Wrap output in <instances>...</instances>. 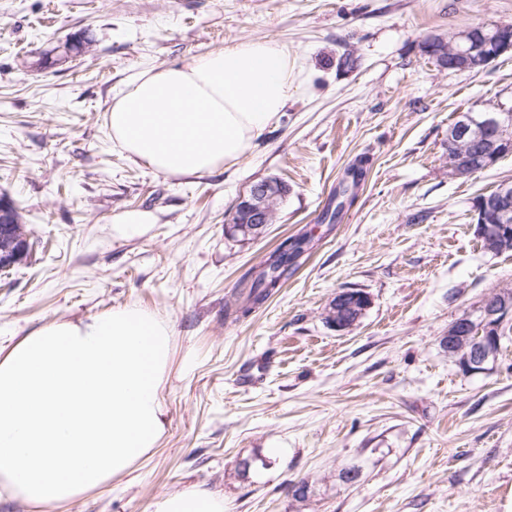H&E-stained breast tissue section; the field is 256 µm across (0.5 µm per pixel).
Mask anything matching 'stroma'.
Wrapping results in <instances>:
<instances>
[{
	"mask_svg": "<svg viewBox=\"0 0 512 512\" xmlns=\"http://www.w3.org/2000/svg\"><path fill=\"white\" fill-rule=\"evenodd\" d=\"M477 23L512 25V0H0V195L36 242L0 272V357L42 326L133 303L172 330L158 448L43 512H152L188 486L222 494L224 512H512V331L476 374L441 345L512 287V251L483 250L473 211L512 183V154L448 175L459 114L512 104V53L476 73L423 50ZM74 36L89 48L57 61ZM247 39L285 45L303 82L236 164L173 178L113 144L107 109L137 73ZM359 158L358 197L326 228ZM265 178L288 195L241 240L225 225ZM133 211L150 224L117 235ZM301 231L321 238L304 264L225 316L241 276ZM343 290L370 305L339 332L325 309Z\"/></svg>",
	"mask_w": 512,
	"mask_h": 512,
	"instance_id": "obj_1",
	"label": "stroma"
}]
</instances>
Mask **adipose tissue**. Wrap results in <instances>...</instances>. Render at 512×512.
Masks as SVG:
<instances>
[{
	"mask_svg": "<svg viewBox=\"0 0 512 512\" xmlns=\"http://www.w3.org/2000/svg\"><path fill=\"white\" fill-rule=\"evenodd\" d=\"M299 85L281 44L249 39L142 70L113 98L106 126L129 159L170 177L199 176L245 156ZM171 336L167 323L131 304L17 342L0 358V485L41 512L156 448ZM153 512H224V497L187 487L160 496Z\"/></svg>",
	"mask_w": 512,
	"mask_h": 512,
	"instance_id": "adipose-tissue-1",
	"label": "adipose tissue"
}]
</instances>
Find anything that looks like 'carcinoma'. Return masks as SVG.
Masks as SVG:
<instances>
[{"label": "carcinoma", "instance_id": "carcinoma-1", "mask_svg": "<svg viewBox=\"0 0 512 512\" xmlns=\"http://www.w3.org/2000/svg\"><path fill=\"white\" fill-rule=\"evenodd\" d=\"M365 177L364 161L347 168L336 192L340 201L335 208L326 209L322 221L329 224L340 221L345 205L354 203ZM313 246V238L306 233L285 238L259 265L246 274L242 289L229 303V307L234 309V313L244 317L262 306L281 287L282 282L288 279V275L303 264Z\"/></svg>", "mask_w": 512, "mask_h": 512}]
</instances>
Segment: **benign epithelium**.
I'll use <instances>...</instances> for the list:
<instances>
[{"instance_id":"benign-epithelium-1","label":"benign epithelium","mask_w":512,"mask_h":512,"mask_svg":"<svg viewBox=\"0 0 512 512\" xmlns=\"http://www.w3.org/2000/svg\"><path fill=\"white\" fill-rule=\"evenodd\" d=\"M439 42L442 49L435 60L440 68L478 72L512 51V26L481 24L453 30L446 38L438 36L430 40L425 52H430L432 44ZM510 131L512 105L498 104L476 115L464 112L448 130V146L455 148L469 143L477 147L485 165L490 167L503 154L512 152V139H497L498 135ZM285 188L286 184L276 179L252 184L235 207L230 221L233 231L246 239L263 234L275 213L277 198L285 195ZM474 212L478 236L487 239L486 250L495 251L500 241L512 237V183L501 184L490 197H478ZM30 254V235L21 224L17 209L10 200L0 197V270L7 271L24 263ZM348 297L349 292H338L329 303L326 317L337 329L352 328L370 305L366 294L355 296L351 304L346 303ZM507 323H512V293L501 290L481 303L479 316L459 318L443 337L442 346L463 370L481 372L497 357L501 331Z\"/></svg>"}]
</instances>
